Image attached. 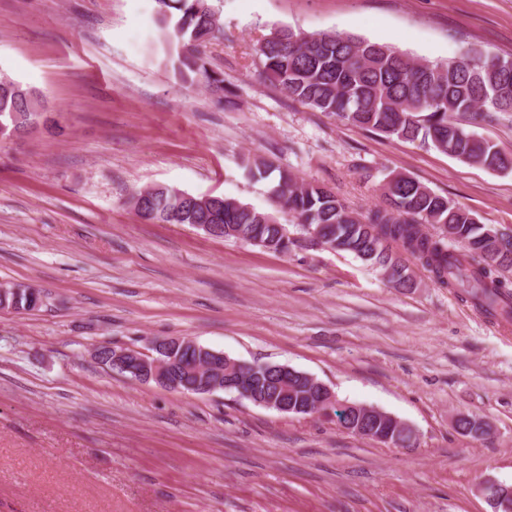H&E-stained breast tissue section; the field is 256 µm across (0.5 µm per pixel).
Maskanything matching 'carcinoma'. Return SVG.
Here are the masks:
<instances>
[{
	"label": "carcinoma",
	"instance_id": "1",
	"mask_svg": "<svg viewBox=\"0 0 512 512\" xmlns=\"http://www.w3.org/2000/svg\"><path fill=\"white\" fill-rule=\"evenodd\" d=\"M157 23L186 48L177 57L183 82L203 84L210 93H224V78L209 69L202 49L223 37L218 9L211 0H156ZM264 80L288 97L320 112H328L362 128L388 137L418 140L461 161L494 171H505L506 154L457 120L471 125L492 122L512 112V68L507 58L478 48L465 50L446 63L424 62L385 43L329 30L304 34L281 28L263 37L257 49ZM36 91L0 74V135L14 134L38 123L44 114L29 98ZM244 169L253 179L278 176L272 194L297 224L321 227L320 237L336 243L366 263L390 271L389 282L405 288L410 277L393 257L397 244L427 269L444 287L460 289L490 316H512V289L501 272L512 271V241H493L469 210L439 195L407 175L382 190L388 207L361 216L332 190L312 184L274 164L268 158L247 159ZM187 192L164 188L145 200L137 212L160 224H233L240 240L261 238L278 245L275 215L259 211L236 198L212 195L199 206ZM437 224L429 235L422 225ZM186 392L193 391L197 369L208 364L196 354L173 350L164 355ZM234 377L268 382L262 367L239 368ZM307 383L288 381V402L308 403Z\"/></svg>",
	"mask_w": 512,
	"mask_h": 512
}]
</instances>
